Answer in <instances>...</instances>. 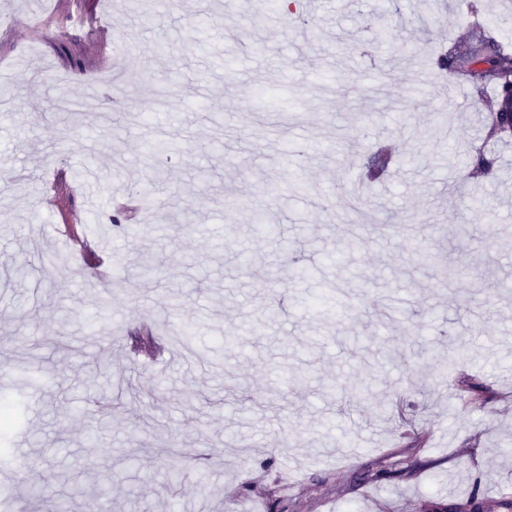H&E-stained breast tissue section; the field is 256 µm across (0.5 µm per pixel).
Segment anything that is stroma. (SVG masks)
Wrapping results in <instances>:
<instances>
[{"label": "stroma", "instance_id": "stroma-1", "mask_svg": "<svg viewBox=\"0 0 512 512\" xmlns=\"http://www.w3.org/2000/svg\"><path fill=\"white\" fill-rule=\"evenodd\" d=\"M143 2L77 0L106 50L56 0H0V398L21 405L0 512H55L65 474L74 512H438L475 485L479 512H507L512 138L487 139L437 64L470 0H169L149 20ZM109 69L124 88L86 98ZM384 146L388 176L360 180ZM159 163L148 214L118 209ZM59 224L102 243L99 266ZM418 251L461 274L439 286ZM168 318V368L104 335Z\"/></svg>", "mask_w": 512, "mask_h": 512}]
</instances>
